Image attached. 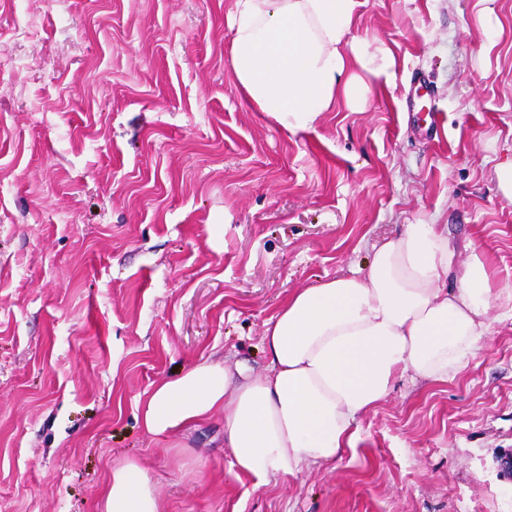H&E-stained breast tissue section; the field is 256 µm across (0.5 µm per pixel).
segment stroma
<instances>
[{
    "instance_id": "obj_1",
    "label": "stroma",
    "mask_w": 512,
    "mask_h": 512,
    "mask_svg": "<svg viewBox=\"0 0 512 512\" xmlns=\"http://www.w3.org/2000/svg\"><path fill=\"white\" fill-rule=\"evenodd\" d=\"M233 5L0 0V512H101L128 461L161 512H512L508 317L455 378L396 381L323 471L254 487L220 416L176 448L144 432L153 383L211 355L264 371L288 295L404 225L512 286V0H363L391 86L294 135L235 86Z\"/></svg>"
}]
</instances>
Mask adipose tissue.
<instances>
[{"instance_id":"adipose-tissue-1","label":"adipose tissue","mask_w":512,"mask_h":512,"mask_svg":"<svg viewBox=\"0 0 512 512\" xmlns=\"http://www.w3.org/2000/svg\"><path fill=\"white\" fill-rule=\"evenodd\" d=\"M360 0H234L229 57L240 94L289 133L337 104L364 108L369 79L390 81V48L354 29ZM458 285L443 288L449 273ZM512 316V289L492 287L480 260L457 268L444 224H408L376 246L367 269L302 288L265 324L270 364L256 375L205 359L153 385L141 401L152 437L178 442L224 418L236 473L265 486L355 452L358 419L411 374L448 381L490 332L491 307ZM104 512H159L137 464L113 467Z\"/></svg>"}]
</instances>
